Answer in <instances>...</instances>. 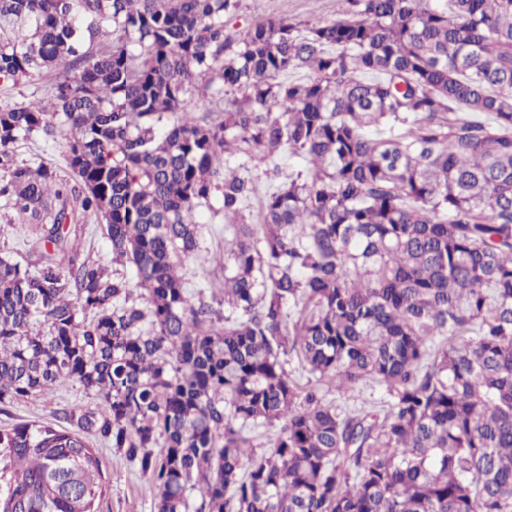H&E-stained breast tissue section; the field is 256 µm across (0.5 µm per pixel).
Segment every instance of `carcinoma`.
<instances>
[{
	"label": "carcinoma",
	"instance_id": "obj_1",
	"mask_svg": "<svg viewBox=\"0 0 512 512\" xmlns=\"http://www.w3.org/2000/svg\"><path fill=\"white\" fill-rule=\"evenodd\" d=\"M338 2L236 49L231 0H0V80L54 73L0 109V201L38 245L0 254V412L96 399L0 429V512H94L93 441L155 512H512V0ZM212 87L224 120L190 117ZM33 135L69 178L17 163ZM217 193L222 311L177 271ZM90 215L139 295L74 248ZM371 384L375 413L323 392ZM300 167L296 164H293L292 162H289L288 160H283L281 163V174L278 178L268 180L264 175L260 176V184L257 187L256 194L250 199L249 201V211L253 215V221L255 222L257 220L258 213L260 211V204L263 196L265 193L270 190V186H275L281 181H285L288 178V175L291 173L296 174L297 170H299ZM71 404L93 407L94 399L84 394L79 385L64 381L52 393L35 400H21L8 407V414L0 413V427L19 421H50L52 411Z\"/></svg>",
	"mask_w": 512,
	"mask_h": 512
}]
</instances>
